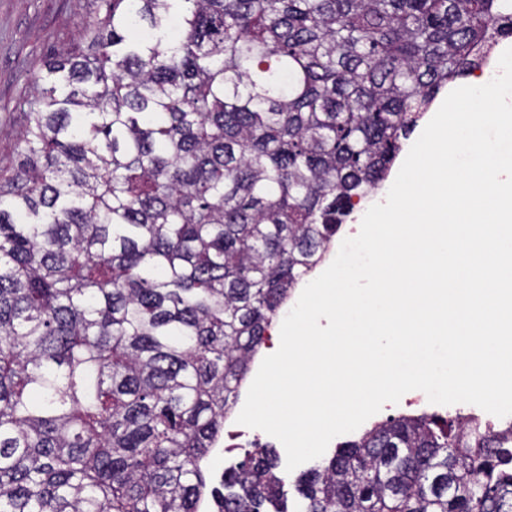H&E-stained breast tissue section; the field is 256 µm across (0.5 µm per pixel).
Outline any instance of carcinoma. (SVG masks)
<instances>
[{
    "label": "carcinoma",
    "mask_w": 512,
    "mask_h": 512,
    "mask_svg": "<svg viewBox=\"0 0 512 512\" xmlns=\"http://www.w3.org/2000/svg\"><path fill=\"white\" fill-rule=\"evenodd\" d=\"M512 0H112L0 175V512H512V422L207 485L264 333Z\"/></svg>",
    "instance_id": "obj_1"
}]
</instances>
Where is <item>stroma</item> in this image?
<instances>
[{
  "label": "stroma",
  "mask_w": 512,
  "mask_h": 512,
  "mask_svg": "<svg viewBox=\"0 0 512 512\" xmlns=\"http://www.w3.org/2000/svg\"><path fill=\"white\" fill-rule=\"evenodd\" d=\"M106 9V0H0V167L15 161L37 76L51 59L84 50L85 27Z\"/></svg>",
  "instance_id": "1"
}]
</instances>
